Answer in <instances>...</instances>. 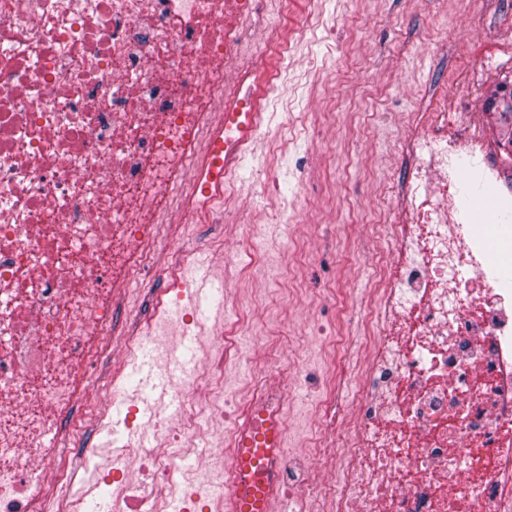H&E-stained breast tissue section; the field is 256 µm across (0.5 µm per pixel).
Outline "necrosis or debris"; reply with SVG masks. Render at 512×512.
<instances>
[{"label":"necrosis or debris","instance_id":"4bbe7bcc","mask_svg":"<svg viewBox=\"0 0 512 512\" xmlns=\"http://www.w3.org/2000/svg\"><path fill=\"white\" fill-rule=\"evenodd\" d=\"M256 38L243 65L240 45ZM288 31L262 0H0V512H82L113 491V512H211L215 483L278 472L298 512H512V289L485 274L512 253V236L456 223V182L442 164L483 152L464 112H429L410 140L413 172L398 193L411 217L381 224L397 259L376 262L377 288L357 321L372 352L355 373L340 359L320 376L316 448L293 456L248 429L286 430L285 392L257 374L248 394L224 397V369L242 347L209 330L201 368L167 377L150 443L113 438L107 464L88 448L117 381L87 393L91 371L158 345L160 326L115 316L112 303L157 265L153 243L168 209L184 223L221 224L226 212L177 176L227 113L224 153L239 158L246 115L276 91ZM467 134L449 139L448 129ZM460 268L468 281L450 279ZM358 415L347 421L339 393ZM209 424L215 477H189L187 442ZM346 459L334 485L319 468ZM81 485L60 506L55 487Z\"/></svg>","mask_w":512,"mask_h":512}]
</instances>
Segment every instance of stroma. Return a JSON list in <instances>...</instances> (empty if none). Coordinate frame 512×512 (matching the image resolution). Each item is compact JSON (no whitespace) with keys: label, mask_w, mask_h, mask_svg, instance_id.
I'll list each match as a JSON object with an SVG mask.
<instances>
[{"label":"stroma","mask_w":512,"mask_h":512,"mask_svg":"<svg viewBox=\"0 0 512 512\" xmlns=\"http://www.w3.org/2000/svg\"><path fill=\"white\" fill-rule=\"evenodd\" d=\"M504 86L512 88V0H323L295 30L260 136L228 177V221L172 224L155 242L162 268L183 244L195 252L169 313L198 304L204 323L222 318L230 336L247 325L251 347L276 351L289 450H310L315 437L318 393L299 373L332 372L342 328L336 304L363 307L370 265L389 253L376 227L406 220L396 190L410 172L404 145L420 113L471 112L508 168L512 146L486 108ZM270 166L271 190L257 188ZM456 174L462 212L490 214L512 232V210H495L478 169L465 159ZM216 238L247 263L242 280L226 283ZM202 267L223 287L221 298L191 296L187 283Z\"/></svg>","instance_id":"35a3bbf8"}]
</instances>
